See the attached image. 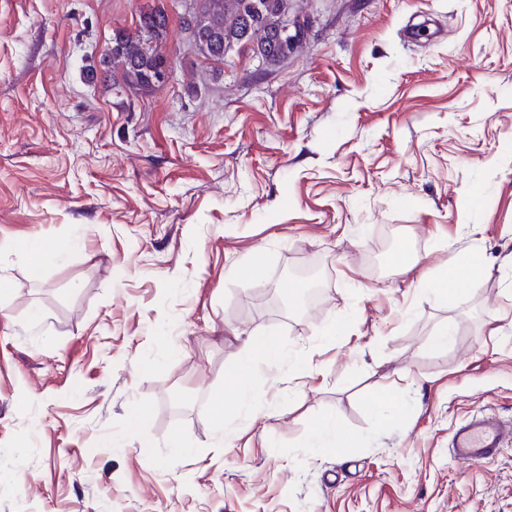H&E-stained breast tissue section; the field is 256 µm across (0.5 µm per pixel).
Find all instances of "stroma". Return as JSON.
Segmentation results:
<instances>
[{
  "label": "stroma",
  "instance_id": "stroma-1",
  "mask_svg": "<svg viewBox=\"0 0 512 512\" xmlns=\"http://www.w3.org/2000/svg\"><path fill=\"white\" fill-rule=\"evenodd\" d=\"M152 2L0 0V512H512V442L450 453L512 420V0H292L266 65L207 61L173 12L174 80L115 89L100 59ZM22 238L62 250L35 273ZM451 258L475 285L419 292ZM253 333L287 364L244 406ZM327 415L356 447L307 448ZM284 350L280 338L273 334L248 336L238 362L230 370L236 391L243 397L253 390L261 366L274 367L283 362ZM512 439V427L495 418L473 414L456 428L451 441L454 459L465 465L480 464L494 458L504 440Z\"/></svg>",
  "mask_w": 512,
  "mask_h": 512
}]
</instances>
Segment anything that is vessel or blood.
<instances>
[{
    "label": "vessel or blood",
    "instance_id": "b4317fda",
    "mask_svg": "<svg viewBox=\"0 0 512 512\" xmlns=\"http://www.w3.org/2000/svg\"><path fill=\"white\" fill-rule=\"evenodd\" d=\"M512 438V427L485 415H472L456 428L451 441L455 460L474 465L494 458L505 439Z\"/></svg>",
    "mask_w": 512,
    "mask_h": 512
}]
</instances>
